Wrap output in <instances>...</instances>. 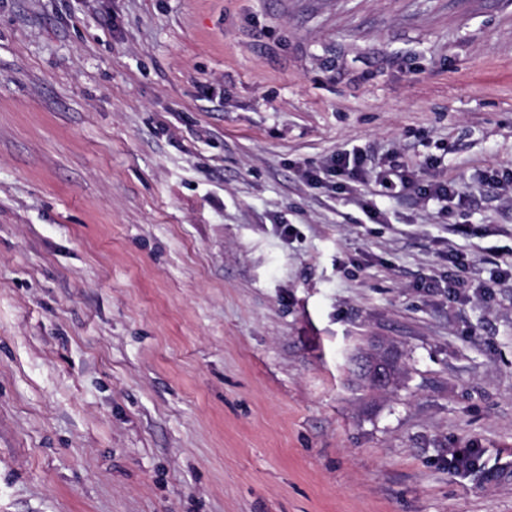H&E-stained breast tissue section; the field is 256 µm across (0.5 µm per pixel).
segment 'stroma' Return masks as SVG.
I'll list each match as a JSON object with an SVG mask.
<instances>
[{
	"instance_id": "1",
	"label": "stroma",
	"mask_w": 512,
	"mask_h": 512,
	"mask_svg": "<svg viewBox=\"0 0 512 512\" xmlns=\"http://www.w3.org/2000/svg\"><path fill=\"white\" fill-rule=\"evenodd\" d=\"M511 179L512 0H0V512H512ZM413 174V171H410L408 168L405 169L393 160H389L385 168L380 169L376 173L375 182L379 187V192L391 193L398 187L397 182L393 178L398 180L402 188L412 187L416 184ZM357 369L358 372L367 376L373 383L384 384L390 376L392 364L389 358L377 356L368 363L359 361Z\"/></svg>"
}]
</instances>
